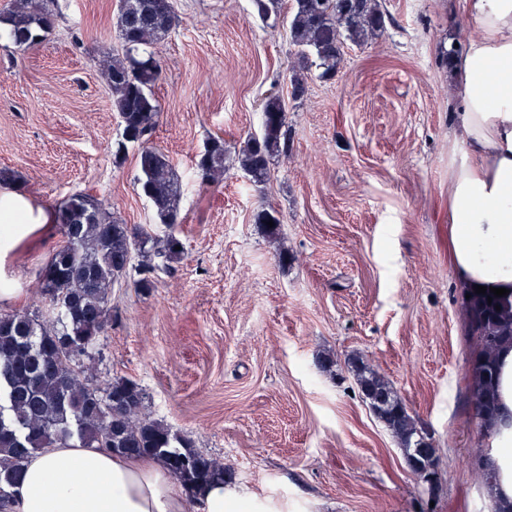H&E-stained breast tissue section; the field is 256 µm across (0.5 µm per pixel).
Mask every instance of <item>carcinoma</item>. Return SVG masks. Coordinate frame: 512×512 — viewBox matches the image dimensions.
<instances>
[{
    "label": "carcinoma",
    "mask_w": 512,
    "mask_h": 512,
    "mask_svg": "<svg viewBox=\"0 0 512 512\" xmlns=\"http://www.w3.org/2000/svg\"><path fill=\"white\" fill-rule=\"evenodd\" d=\"M260 19H278L280 0H252ZM170 0H121L116 21L126 56L106 62L112 104L121 119L122 141L139 146L137 178L154 208L156 221L178 223L176 174L167 156L149 145L160 109L152 88L161 74L153 52L137 58L142 47L163 42L172 27ZM16 47L27 49L54 28V14L42 0H12L0 11ZM390 18L379 0H293L289 20L292 44L303 61L315 57L320 77L336 75L346 42L363 45L380 37ZM288 152L285 104L278 96L263 107L262 134L248 139L239 167L253 183L268 177L272 157ZM224 142L205 145L196 164L202 180L224 176ZM65 244L40 272L41 288L53 317L28 311L0 312V512H12L15 485L29 457L47 448L95 446L129 456L160 460L189 499L201 484L230 480L224 463L195 449L192 441L144 412V389L129 378L104 386L90 382L83 360L99 350L111 322L112 288L133 279L136 288L154 287L158 269L184 256L183 243L169 232L159 239L146 228L114 220L87 194H74L57 211ZM141 257L133 264L134 256ZM501 310H496V307ZM466 329L474 341L471 394L481 407L483 433L493 432L499 414L500 353L512 349V293L463 299ZM355 376L365 402L400 442L406 458L422 449L436 453L392 384L367 364L356 361ZM494 512H512V495L503 489L500 469L479 458Z\"/></svg>",
    "instance_id": "carcinoma-1"
}]
</instances>
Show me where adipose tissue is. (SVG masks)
I'll use <instances>...</instances> for the list:
<instances>
[{
    "label": "adipose tissue",
    "mask_w": 512,
    "mask_h": 512,
    "mask_svg": "<svg viewBox=\"0 0 512 512\" xmlns=\"http://www.w3.org/2000/svg\"><path fill=\"white\" fill-rule=\"evenodd\" d=\"M481 35L459 62L453 140L461 161L448 181L452 258L463 288L512 289V0H466ZM51 208L0 191V261L49 231ZM18 512H187L186 496L156 461L99 448H52L21 474Z\"/></svg>",
    "instance_id": "adipose-tissue-1"
}]
</instances>
